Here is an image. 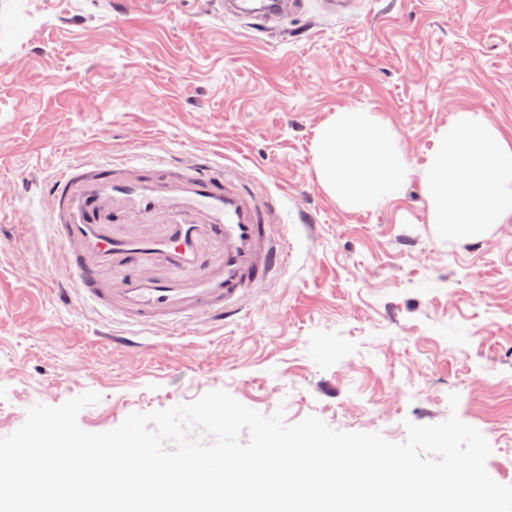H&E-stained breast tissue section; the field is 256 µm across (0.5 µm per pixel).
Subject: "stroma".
<instances>
[{"mask_svg": "<svg viewBox=\"0 0 512 512\" xmlns=\"http://www.w3.org/2000/svg\"><path fill=\"white\" fill-rule=\"evenodd\" d=\"M206 0H0V438L34 404L87 391L99 433L227 390L265 416L407 437L457 413L512 485V216L472 241L429 221L424 165L460 111L512 138V0H302L274 30ZM367 112L414 173L355 209L314 163L319 128ZM257 199L288 261L217 328L129 325L57 290L71 260L42 230L45 183L109 159L199 155ZM458 394L457 408L448 397Z\"/></svg>", "mask_w": 512, "mask_h": 512, "instance_id": "stroma-1", "label": "stroma"}]
</instances>
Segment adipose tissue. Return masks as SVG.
Listing matches in <instances>:
<instances>
[{
  "instance_id": "adipose-tissue-1",
  "label": "adipose tissue",
  "mask_w": 512,
  "mask_h": 512,
  "mask_svg": "<svg viewBox=\"0 0 512 512\" xmlns=\"http://www.w3.org/2000/svg\"><path fill=\"white\" fill-rule=\"evenodd\" d=\"M315 165L341 203L375 208L409 181L412 167L397 132L365 112L342 111L319 129ZM431 223L455 238H476L512 216V139L482 115L460 112L436 141L424 172Z\"/></svg>"
}]
</instances>
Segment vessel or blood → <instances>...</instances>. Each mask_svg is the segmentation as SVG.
<instances>
[{
	"label": "vessel or blood",
	"instance_id": "b4317fda",
	"mask_svg": "<svg viewBox=\"0 0 512 512\" xmlns=\"http://www.w3.org/2000/svg\"><path fill=\"white\" fill-rule=\"evenodd\" d=\"M298 6L260 0L254 16L267 24ZM48 191L53 239L75 254L68 283L133 324L223 321L286 262L269 232L273 202L211 163L74 165Z\"/></svg>",
	"mask_w": 512,
	"mask_h": 512
}]
</instances>
